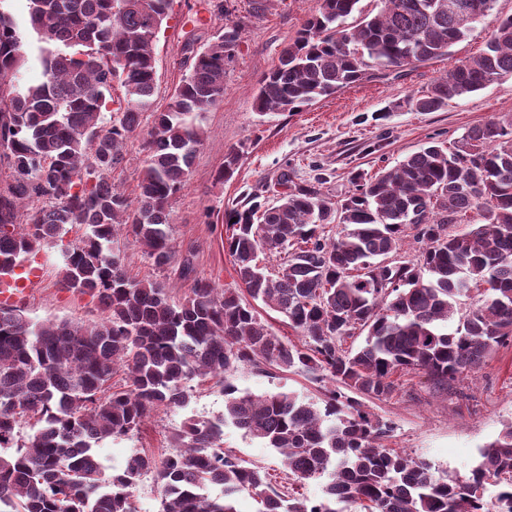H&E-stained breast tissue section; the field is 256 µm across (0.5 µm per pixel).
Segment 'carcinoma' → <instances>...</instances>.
I'll return each mask as SVG.
<instances>
[{
    "label": "carcinoma",
    "mask_w": 512,
    "mask_h": 512,
    "mask_svg": "<svg viewBox=\"0 0 512 512\" xmlns=\"http://www.w3.org/2000/svg\"><path fill=\"white\" fill-rule=\"evenodd\" d=\"M26 31L0 11V274L36 247L84 228L65 249L61 287L98 300L101 321L35 322L0 304V512H135L133 490L147 476L160 512H512V424L484 446L463 477L383 445L390 423L364 400H386L393 376L424 374L436 393L454 392L496 347L512 340V120L468 130L454 147L433 142L373 176L354 172V191L336 203L288 174L274 204L254 201L227 219L226 248L239 288L197 276L192 253L171 239V203L204 140L202 113L224 97V73L245 21L231 0H202L225 20L191 49L187 73L159 109L154 45L174 0H28ZM448 13V0H321L316 14L262 77L255 109L296 112L363 79L413 68L448 53L477 23L492 27L486 48L413 101L437 112L448 101L512 77V17ZM36 38L46 81L24 87V33ZM123 89L113 107L112 89ZM152 124L140 136L141 117ZM144 165L131 199L111 182L128 142ZM475 213L479 221L456 226ZM343 225L338 237L326 226ZM418 244L400 255L406 238ZM155 267L192 281L174 300L157 280L125 272L121 242ZM281 256L268 266L259 254ZM393 261L384 264L382 259ZM249 295L288 319L298 346L264 324ZM457 322L449 330L451 322ZM365 335L358 348L348 341ZM128 389L112 390L116 366ZM276 368L325 382L317 402L291 392L243 394L240 367ZM224 393V415L191 417L161 457L134 448L118 473L96 447L138 432L160 408H185L191 382ZM25 418L37 429L18 443ZM232 425L275 449L288 478L326 479L316 500L287 497L224 451Z\"/></svg>",
    "instance_id": "1"
}]
</instances>
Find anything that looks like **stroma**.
<instances>
[{
    "label": "stroma",
    "mask_w": 512,
    "mask_h": 512,
    "mask_svg": "<svg viewBox=\"0 0 512 512\" xmlns=\"http://www.w3.org/2000/svg\"><path fill=\"white\" fill-rule=\"evenodd\" d=\"M319 5V0H269L264 12L249 18L226 69L224 98L203 115L207 137L184 189L172 202V237L176 250L192 253L198 275L215 287L233 288L238 282L224 246L226 211L248 206L256 195L276 202L282 172H289L297 184L318 185L325 196L338 201L352 190L353 171L373 175L430 141L451 145L490 119H512V77L453 100L438 112H419L412 105L455 65L484 50L490 36L485 23L477 24L448 55L401 73L350 84L296 112L259 114L253 103L263 74L277 63L284 45ZM198 7L199 0H175L173 15L156 42L157 103L166 102L185 72L186 40L206 44L220 26L216 19L191 23V12ZM234 150L241 157L232 178L218 181V171ZM62 250L58 242L42 245L43 275L22 304L39 321L96 322L102 316L96 299L58 284ZM233 379L240 392L253 395L291 391L316 401L322 392L320 382L275 368L265 373L241 368ZM399 385L391 398L365 403L368 412L392 423L387 447L426 461L437 475H467L478 463L482 447L512 422V342L490 352L474 376L458 382L455 394L433 392L425 376L417 373L401 377ZM223 413L220 389L208 383L196 385L186 408L159 409L134 437L101 442L99 461L107 471L120 470L130 449L162 453L187 418L214 419ZM222 445L247 465L265 469L280 489H288V471L275 449L232 426L225 427Z\"/></svg>",
    "instance_id": "obj_1"
}]
</instances>
